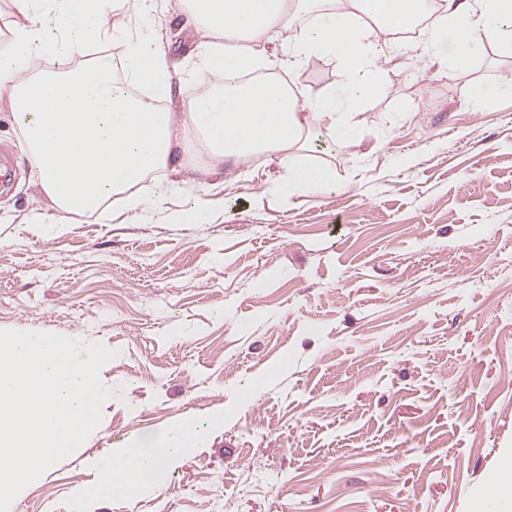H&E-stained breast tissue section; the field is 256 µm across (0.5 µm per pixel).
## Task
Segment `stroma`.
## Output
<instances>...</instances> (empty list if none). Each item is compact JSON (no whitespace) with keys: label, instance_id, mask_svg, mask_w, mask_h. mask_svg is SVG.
<instances>
[{"label":"stroma","instance_id":"obj_1","mask_svg":"<svg viewBox=\"0 0 512 512\" xmlns=\"http://www.w3.org/2000/svg\"><path fill=\"white\" fill-rule=\"evenodd\" d=\"M112 21L193 70L178 0ZM424 42L386 64L355 138L311 131L303 159L336 189L279 198L275 165L214 175L196 149L161 204L195 224L31 223L50 204L0 100V329L103 343L122 390L10 512H469L512 448V96L493 92L512 49L440 72ZM344 79L314 57L295 91ZM180 424L204 440L162 492L100 493L97 460Z\"/></svg>","mask_w":512,"mask_h":512}]
</instances>
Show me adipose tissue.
Returning a JSON list of instances; mask_svg holds the SVG:
<instances>
[{
  "label": "adipose tissue",
  "instance_id": "adipose-tissue-1",
  "mask_svg": "<svg viewBox=\"0 0 512 512\" xmlns=\"http://www.w3.org/2000/svg\"><path fill=\"white\" fill-rule=\"evenodd\" d=\"M15 18L10 47L0 51V98L7 99L26 154L43 193L53 205L52 221L72 223L99 212L103 222L136 224L159 213L168 186L158 178L176 153L206 141L212 170L257 158L276 162L283 175L271 193L326 191L336 182L329 170L305 165V135L324 125L333 142L355 135L353 118L369 99L383 94V64L397 49L381 42L375 28L412 26L421 0H340L299 23L292 0H182L180 9L200 41L196 68L218 74V93L193 89L163 48L131 39L124 81L113 77L111 59L101 56L76 68L22 77L25 65L46 56L64 59L99 40L119 37L111 14L152 11L155 0H12ZM297 28L286 58L268 55L267 44L285 23ZM512 46V0H442L440 18L426 36L425 49L437 61L479 55L486 46ZM313 56L334 58L343 83L304 100L278 80L243 84V74L264 66L299 73ZM181 94L184 110L157 108V101ZM156 175L155 192L133 188ZM199 437L177 426L161 435L119 448L102 459V493L134 496L158 491L161 477ZM512 501V452L481 486L470 512Z\"/></svg>",
  "mask_w": 512,
  "mask_h": 512
}]
</instances>
